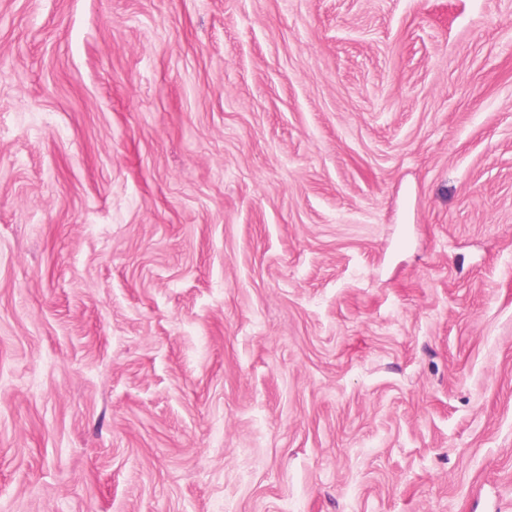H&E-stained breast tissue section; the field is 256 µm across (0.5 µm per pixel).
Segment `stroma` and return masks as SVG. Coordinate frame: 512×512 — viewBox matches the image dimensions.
I'll list each match as a JSON object with an SVG mask.
<instances>
[{"label":"stroma","mask_w":512,"mask_h":512,"mask_svg":"<svg viewBox=\"0 0 512 512\" xmlns=\"http://www.w3.org/2000/svg\"><path fill=\"white\" fill-rule=\"evenodd\" d=\"M0 512H512V0H0Z\"/></svg>","instance_id":"1"}]
</instances>
